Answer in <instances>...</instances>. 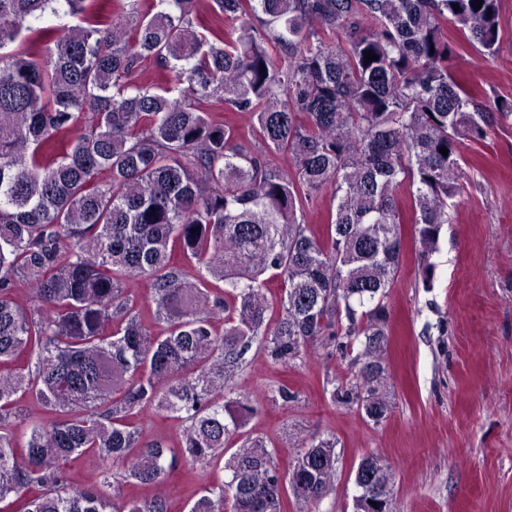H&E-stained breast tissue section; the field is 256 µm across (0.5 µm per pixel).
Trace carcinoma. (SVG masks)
<instances>
[{
    "instance_id": "carcinoma-1",
    "label": "carcinoma",
    "mask_w": 512,
    "mask_h": 512,
    "mask_svg": "<svg viewBox=\"0 0 512 512\" xmlns=\"http://www.w3.org/2000/svg\"><path fill=\"white\" fill-rule=\"evenodd\" d=\"M93 2L0 0V503L167 512L171 474L221 460L230 480L194 492L189 512H283L290 474L293 497L316 503L336 441L302 442L285 474L261 438L224 459L256 412L229 382L255 343L277 365L320 345L358 368L326 381L331 400L354 407L362 389L367 419L388 417L397 191L409 184L426 257L467 183L464 142L512 117V96L479 100L450 71L462 44L447 28L495 58L501 0H212L218 30L199 29L198 0ZM51 15L75 24L34 27ZM215 103L261 142L211 119ZM324 191L319 237L299 214ZM267 274L283 285L275 321ZM136 277L160 332L135 311ZM28 395L40 415L19 407ZM149 408L181 421L174 445L130 422ZM66 460L97 483L72 487ZM367 464L380 512H395L382 458L362 457L354 483ZM129 484L155 493L125 498Z\"/></svg>"
}]
</instances>
